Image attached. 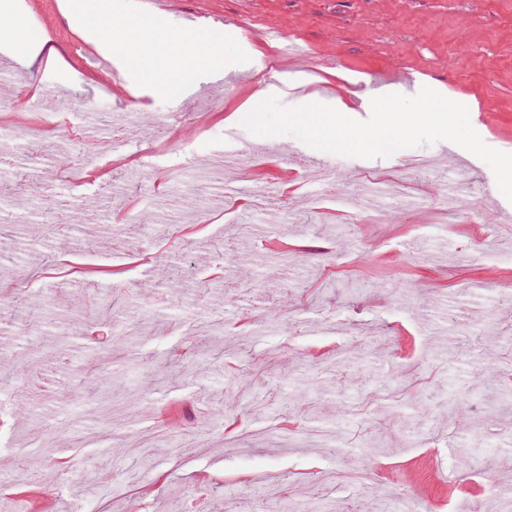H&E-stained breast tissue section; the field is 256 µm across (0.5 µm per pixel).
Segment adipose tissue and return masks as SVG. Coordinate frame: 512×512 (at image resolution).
I'll use <instances>...</instances> for the list:
<instances>
[{"label":"adipose tissue","instance_id":"1","mask_svg":"<svg viewBox=\"0 0 512 512\" xmlns=\"http://www.w3.org/2000/svg\"><path fill=\"white\" fill-rule=\"evenodd\" d=\"M0 15L12 17L15 21L9 33L0 32L1 55L18 63L41 57L51 69L63 66V57L50 48L46 33L35 32L26 27L22 0H0Z\"/></svg>","mask_w":512,"mask_h":512}]
</instances>
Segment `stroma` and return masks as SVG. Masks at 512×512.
<instances>
[{"label": "stroma", "mask_w": 512, "mask_h": 512, "mask_svg": "<svg viewBox=\"0 0 512 512\" xmlns=\"http://www.w3.org/2000/svg\"><path fill=\"white\" fill-rule=\"evenodd\" d=\"M24 2L28 27L67 66L0 56V185L12 189L0 196L11 246L0 250V354L31 361L0 378V501L26 512L18 494L34 475L14 461L49 430L64 469L44 472L66 512H224L228 498L236 512H276V484L314 512H398L418 491L430 512L465 499L487 512L490 493L512 492V408L483 381L493 372L512 386V223L500 220L512 202L491 168L442 141L365 160L290 135L263 144L226 122L271 84L344 97L409 71L470 98L486 115L471 125L512 150V0H177L162 20L182 26L193 13L196 27L244 36L277 25L309 58L271 40L258 46L260 75H211L170 102L124 91L113 67L88 72L94 45L59 0ZM447 192L459 199L451 216ZM49 210L80 233L31 239ZM266 236L302 249L279 265L258 244ZM26 299L42 306L43 335L24 333ZM279 301L290 320L252 336ZM145 311L154 324L136 359L121 339L83 337ZM489 326L501 343L471 361L467 334ZM337 352L346 362L299 394L316 367L298 356ZM168 353L196 366L181 387L154 378ZM107 382L104 413L91 394ZM449 392L465 397L468 425ZM434 455L453 485L420 471Z\"/></svg>", "instance_id": "obj_1"}]
</instances>
